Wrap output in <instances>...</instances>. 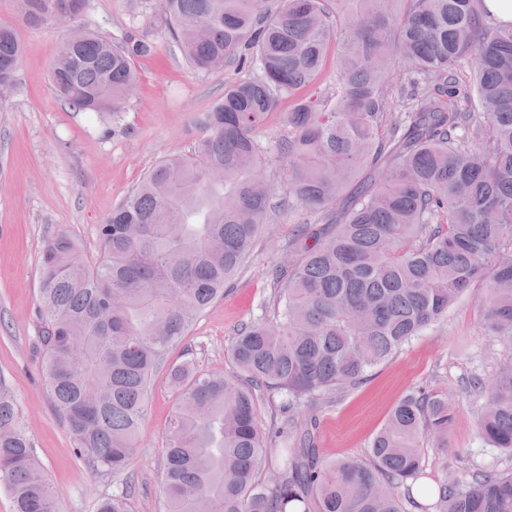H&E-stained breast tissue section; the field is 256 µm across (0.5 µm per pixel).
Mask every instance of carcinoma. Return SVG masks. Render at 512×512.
Masks as SVG:
<instances>
[{"label": "carcinoma", "instance_id": "carcinoma-1", "mask_svg": "<svg viewBox=\"0 0 512 512\" xmlns=\"http://www.w3.org/2000/svg\"><path fill=\"white\" fill-rule=\"evenodd\" d=\"M481 0H164L161 28L195 69L259 65L199 121L194 149L156 164L96 228L100 256L69 236L41 251L43 370L76 455L121 475L152 380L168 351L224 294L271 211L255 133L282 94L321 74L336 39V102L299 97L283 123L288 208L326 213L278 270L270 320L230 345L240 376L169 367L177 399L164 450L165 512H403L399 490L423 472L421 441L448 448V399L419 387L372 438L368 461L328 460L310 429L314 408L364 380L473 284L487 335L507 352L485 397L484 442L512 452V26L481 17ZM28 25L65 13L77 34L51 71L61 100L83 112L124 108L137 87L142 39L114 43L76 26L87 0H20ZM22 44L0 24V92L17 86ZM401 64L427 81L388 111ZM469 68V80L461 77ZM471 104L468 110L461 102ZM261 395L285 413L271 485L257 479L266 448ZM0 486L15 512H56L59 492L38 466L9 392L0 386ZM97 512H127L124 495ZM433 512H512V470L455 477Z\"/></svg>", "mask_w": 512, "mask_h": 512}]
</instances>
